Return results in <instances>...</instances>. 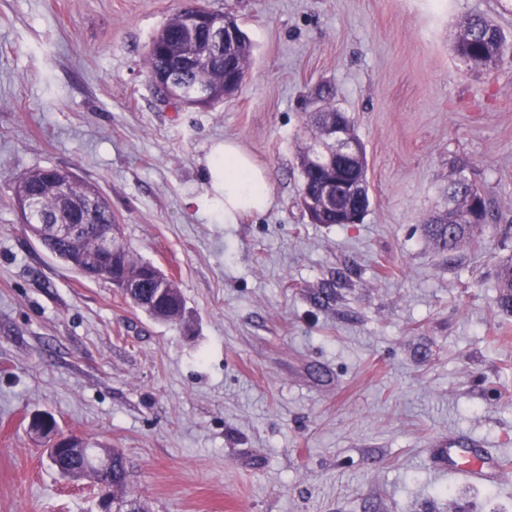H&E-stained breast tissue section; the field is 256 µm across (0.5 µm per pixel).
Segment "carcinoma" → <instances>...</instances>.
Segmentation results:
<instances>
[{
	"mask_svg": "<svg viewBox=\"0 0 512 512\" xmlns=\"http://www.w3.org/2000/svg\"><path fill=\"white\" fill-rule=\"evenodd\" d=\"M184 14L177 13L171 17L153 37L145 56V69L149 80L164 75L172 79L179 92L189 99L195 108H209L232 95L237 88L230 87L227 77L230 73L245 76L250 70L252 45L243 30H238L235 41L224 48V61H216L207 53V45L201 36L191 37L184 34ZM453 50L459 61L487 69L496 67L503 58L512 53V41L488 17L476 15L466 19L457 35ZM206 87L207 98L193 101L191 94L198 86ZM343 117L352 137L361 141L354 122L347 115L328 101L322 103L318 110L308 114V122L315 128V135H320L321 121L327 115ZM66 176L71 179V195L81 200L92 196L97 208L101 210L100 218L112 215V207L106 197L92 185L83 183L72 171ZM15 191L26 193L34 198L30 219L37 224H58L61 218H70L69 209L61 202L60 196L46 185L45 169L38 168L24 173L17 181ZM481 199L484 216L490 215L489 201L485 194L474 184L460 177L448 186V200L451 207L443 216L444 224H436L432 235L440 239L448 250L454 251L465 245L477 242L483 225H471L464 222V217L472 208L475 199ZM353 199L344 196L339 206L327 207L316 214L318 224H344L349 220V210ZM99 250L97 237L86 233L75 240H59L52 248V255L61 258L75 253L90 258ZM168 303L163 308L151 309L148 314L156 319L174 322L182 316V300L178 288L171 279L164 282ZM498 303L505 309L512 310V261L501 264L496 273ZM64 478L81 479L89 477L94 483L101 482V475L86 461V453L71 455L68 461L56 467ZM107 488L112 501L120 506L129 500L127 495L128 471L126 459L121 452H112V471L108 475Z\"/></svg>",
	"mask_w": 512,
	"mask_h": 512,
	"instance_id": "1",
	"label": "carcinoma"
}]
</instances>
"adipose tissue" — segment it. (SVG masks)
<instances>
[{
	"label": "adipose tissue",
	"instance_id": "ef3b65f1",
	"mask_svg": "<svg viewBox=\"0 0 512 512\" xmlns=\"http://www.w3.org/2000/svg\"><path fill=\"white\" fill-rule=\"evenodd\" d=\"M209 173L213 183L224 189L225 223L268 209V174L237 143L225 142L223 152L212 156Z\"/></svg>",
	"mask_w": 512,
	"mask_h": 512
}]
</instances>
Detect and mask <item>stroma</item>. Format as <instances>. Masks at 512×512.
Returning <instances> with one entry per match:
<instances>
[{"mask_svg": "<svg viewBox=\"0 0 512 512\" xmlns=\"http://www.w3.org/2000/svg\"><path fill=\"white\" fill-rule=\"evenodd\" d=\"M254 51L235 95L161 102L143 67L183 0H0V512H98L49 466L32 417L122 450L143 512H512L438 471L449 435L512 458V56L453 51L512 0H202ZM333 98L366 146L361 223L299 202L307 112ZM269 174L270 207L224 221L208 163L225 141ZM66 168L117 235L168 273L178 322L75 274L24 228L17 179ZM491 216L478 243L424 221L458 176ZM64 170L67 172L64 178L69 177L72 182L70 186L71 195L78 200H81L85 197L87 198L89 196L95 197L97 202V209L101 210L100 218L108 222L109 220L105 218V214H107L109 215L111 221L114 222V216H112V207L106 197L99 191V189L92 185L83 183L72 171L68 169ZM496 288L500 306L512 311V261L499 266L496 273Z\"/></svg>", "mask_w": 512, "mask_h": 512, "instance_id": "1", "label": "stroma"}]
</instances>
